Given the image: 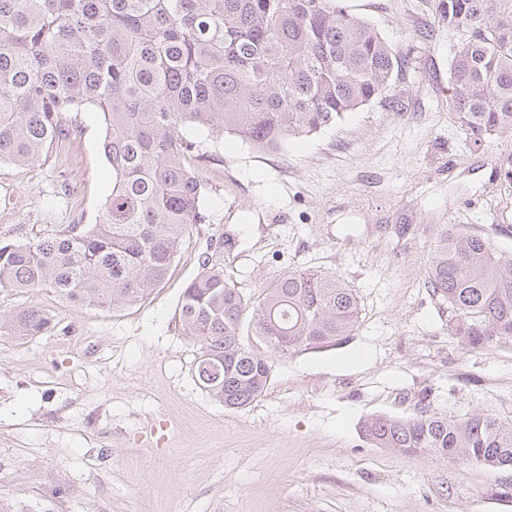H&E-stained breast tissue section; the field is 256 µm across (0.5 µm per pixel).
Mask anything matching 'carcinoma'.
Segmentation results:
<instances>
[{
    "label": "carcinoma",
    "instance_id": "carcinoma-1",
    "mask_svg": "<svg viewBox=\"0 0 512 512\" xmlns=\"http://www.w3.org/2000/svg\"><path fill=\"white\" fill-rule=\"evenodd\" d=\"M461 44L448 112L477 148L512 134V0H439ZM407 56L343 0H0V161L49 159L67 112L104 118L112 193L98 220L0 242V289L49 288L99 309L137 302L166 279L208 181L186 126L278 152L385 96ZM448 303V333L471 350L512 345V250L441 224L426 268ZM355 289L336 274L288 270L248 296L205 257L179 303L198 346L195 376L227 410L267 389L274 360L336 344L358 328ZM42 309L0 313V337L51 333ZM365 439L512 470V423L456 419L418 395L406 417L373 415Z\"/></svg>",
    "mask_w": 512,
    "mask_h": 512
}]
</instances>
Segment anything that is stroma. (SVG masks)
I'll return each mask as SVG.
<instances>
[{"label": "stroma", "instance_id": "obj_1", "mask_svg": "<svg viewBox=\"0 0 512 512\" xmlns=\"http://www.w3.org/2000/svg\"><path fill=\"white\" fill-rule=\"evenodd\" d=\"M409 51L385 99L277 153L194 127L209 190L167 280L133 304L0 291L52 335L0 339V505L11 512H512V471L407 457L366 442L369 416H406L429 392L454 417L512 421V347L469 350L425 286L441 224L512 250V143L474 149L448 112L456 35L438 0H344ZM433 35L421 39L420 33ZM46 163H0V241L95 223L112 191L101 113L65 116ZM213 256L245 293L289 269L335 273L358 329L276 361L267 390L225 410L194 375L179 300Z\"/></svg>", "mask_w": 512, "mask_h": 512}]
</instances>
